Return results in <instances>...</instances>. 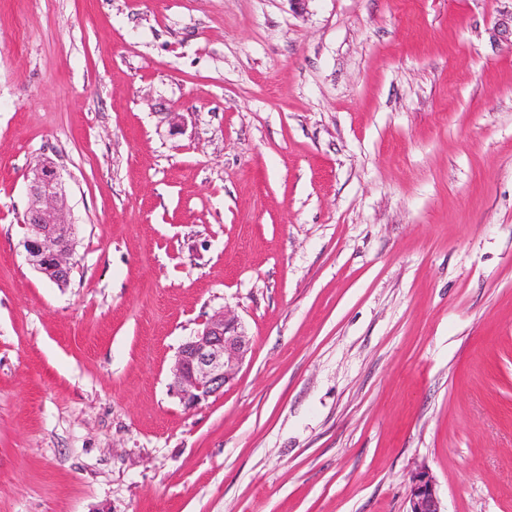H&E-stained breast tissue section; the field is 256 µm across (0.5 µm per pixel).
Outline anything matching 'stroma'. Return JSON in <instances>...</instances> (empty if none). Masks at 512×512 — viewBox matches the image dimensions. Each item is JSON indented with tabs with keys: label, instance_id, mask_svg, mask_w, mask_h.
I'll list each match as a JSON object with an SVG mask.
<instances>
[{
	"label": "stroma",
	"instance_id": "1",
	"mask_svg": "<svg viewBox=\"0 0 512 512\" xmlns=\"http://www.w3.org/2000/svg\"><path fill=\"white\" fill-rule=\"evenodd\" d=\"M512 0H0V512H512ZM48 159L67 287L25 257ZM251 348L186 409L180 346ZM249 345L242 322L225 310L216 312L179 348L172 392L187 409L196 408L235 378ZM408 503L406 512H443L436 480L429 470L422 468L411 476Z\"/></svg>",
	"mask_w": 512,
	"mask_h": 512
}]
</instances>
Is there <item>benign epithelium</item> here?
I'll list each match as a JSON object with an SVG mask.
<instances>
[{
  "instance_id": "obj_1",
  "label": "benign epithelium",
  "mask_w": 512,
  "mask_h": 512,
  "mask_svg": "<svg viewBox=\"0 0 512 512\" xmlns=\"http://www.w3.org/2000/svg\"><path fill=\"white\" fill-rule=\"evenodd\" d=\"M30 205L24 215L26 260L58 286L69 282L73 268L75 225L68 221L64 181L49 161L27 176ZM250 338L235 316L222 310L184 342L176 355L170 388L188 409L219 392L236 376ZM407 512H442L436 480L422 468L410 478Z\"/></svg>"
}]
</instances>
